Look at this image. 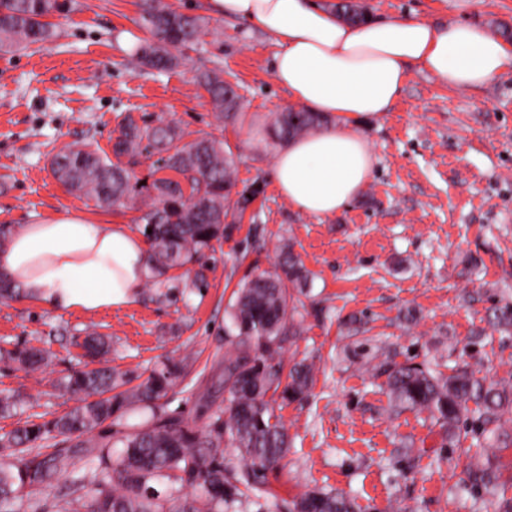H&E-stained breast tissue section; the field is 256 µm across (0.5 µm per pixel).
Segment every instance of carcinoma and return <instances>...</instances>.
I'll return each instance as SVG.
<instances>
[{
  "label": "carcinoma",
  "mask_w": 512,
  "mask_h": 512,
  "mask_svg": "<svg viewBox=\"0 0 512 512\" xmlns=\"http://www.w3.org/2000/svg\"><path fill=\"white\" fill-rule=\"evenodd\" d=\"M142 40L138 63L146 68L173 67L170 49L198 43L200 19L181 13L163 0H139ZM66 8L64 0H0V51L11 52L54 37L51 15ZM222 119H234L239 96L215 69L196 75ZM328 122L316 112H277L266 129V143L282 146ZM172 123L138 124L124 118L113 144L115 156L135 157L150 148L162 165L144 177L87 146L56 154L53 173L68 190L101 207L141 202L138 221L149 244L147 265L153 275L201 260L213 241L224 236V219L241 218L259 189L236 190L234 164L224 142L206 135L189 142ZM161 170L174 173L159 177ZM303 262L288 253L279 271L254 270L234 291L226 311L228 351L224 354V409L208 416L200 432L181 418L161 411V401L188 364L164 362L147 377L133 378L110 368H84L61 383L79 405L41 423L28 422L0 435V512H21L38 495L54 497L55 512H224L245 492L263 491L265 473L288 451V434L271 402L303 399L313 384L312 367L303 361L284 367L285 343L300 335L298 299L308 286ZM85 356L108 353L103 337L84 343ZM10 357L35 371L48 364L38 349L16 350ZM388 389L402 408L426 411L453 438L471 434L488 448L512 447V432L503 417L512 414V386L477 376L469 364L446 376L424 365L402 364L388 370ZM474 408H469V405ZM134 406L151 412L143 425L112 429ZM232 448L245 463L237 469L224 456ZM498 467L480 455L466 473L473 489L496 492ZM192 489L189 496L184 490ZM289 512H355L342 493L312 489L290 503Z\"/></svg>",
  "instance_id": "1"
}]
</instances>
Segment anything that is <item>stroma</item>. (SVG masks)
I'll use <instances>...</instances> for the list:
<instances>
[{"label": "stroma", "instance_id": "1", "mask_svg": "<svg viewBox=\"0 0 512 512\" xmlns=\"http://www.w3.org/2000/svg\"><path fill=\"white\" fill-rule=\"evenodd\" d=\"M138 2L68 0L52 18L55 40L0 51V225L81 211L136 227V207L101 209L51 169L52 156L73 145L111 153L128 115L176 123L189 141L217 136L233 154L238 186L261 192L244 223L229 225L207 251V288H193L181 268L146 279L131 303L96 313L59 312L28 297L0 301V396L22 400L0 415V434L76 406L54 384L84 367L81 345L92 332L111 337L107 364L122 373L145 376L161 361L189 360L164 410L204 428L200 384L211 388V410L224 407L231 294L251 267L274 270L288 249L311 280L300 296L302 333L284 363L312 364L314 382L304 400L274 405L292 446L266 472V494L227 512H287L314 488L345 493L357 512H495L492 495L463 485L469 459L429 414L394 406L380 365L447 374L465 361L512 382V334L493 316L512 306V69L463 92L411 69L391 110L358 127L374 157L368 185L336 215L313 217L281 196L276 152L265 145L273 113L292 107L272 76V36L216 13L209 0H169L200 17L203 33L197 49H176L178 65L160 72L135 59L144 36ZM356 2L369 19L512 31V0ZM203 65L236 85L235 120L217 119L195 79ZM24 347L49 352L42 372L8 358Z\"/></svg>", "mask_w": 512, "mask_h": 512}]
</instances>
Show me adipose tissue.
<instances>
[{
    "instance_id": "ef3b65f1",
    "label": "adipose tissue",
    "mask_w": 512,
    "mask_h": 512,
    "mask_svg": "<svg viewBox=\"0 0 512 512\" xmlns=\"http://www.w3.org/2000/svg\"><path fill=\"white\" fill-rule=\"evenodd\" d=\"M219 14L267 31L272 75L295 105L336 118L294 139L274 162L280 194L298 212H340L367 184L374 157L358 121L383 116L411 68L466 91L512 68V45L463 22L337 20L316 0H211ZM143 238L123 224L73 211L23 224L0 247V274L59 311L97 312L132 302L147 277Z\"/></svg>"
}]
</instances>
